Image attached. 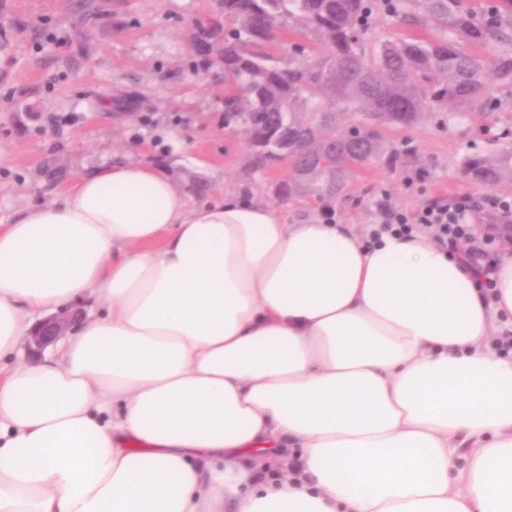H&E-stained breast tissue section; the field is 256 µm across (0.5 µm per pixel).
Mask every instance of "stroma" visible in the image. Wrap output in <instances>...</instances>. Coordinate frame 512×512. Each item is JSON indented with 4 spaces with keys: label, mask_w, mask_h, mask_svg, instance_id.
Wrapping results in <instances>:
<instances>
[{
    "label": "stroma",
    "mask_w": 512,
    "mask_h": 512,
    "mask_svg": "<svg viewBox=\"0 0 512 512\" xmlns=\"http://www.w3.org/2000/svg\"><path fill=\"white\" fill-rule=\"evenodd\" d=\"M218 0H0V216L49 202L79 174L131 159L163 169L181 197L235 192L315 218L325 208L369 236L382 206L409 213L469 194L474 227L502 222L489 205L512 200V183L472 187L463 158L505 146L512 88L492 86L500 108L427 112L412 127L384 129L386 151L350 169L334 199L277 197L279 165L251 172L246 144L224 125L221 65H196L197 39L217 45Z\"/></svg>",
    "instance_id": "stroma-1"
}]
</instances>
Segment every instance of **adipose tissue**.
I'll return each instance as SVG.
<instances>
[{
    "label": "adipose tissue",
    "mask_w": 512,
    "mask_h": 512,
    "mask_svg": "<svg viewBox=\"0 0 512 512\" xmlns=\"http://www.w3.org/2000/svg\"><path fill=\"white\" fill-rule=\"evenodd\" d=\"M493 296L116 163L0 224V512H512V253ZM103 307L16 363L38 317Z\"/></svg>",
    "instance_id": "obj_1"
}]
</instances>
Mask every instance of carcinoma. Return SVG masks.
Here are the masks:
<instances>
[{
	"mask_svg": "<svg viewBox=\"0 0 512 512\" xmlns=\"http://www.w3.org/2000/svg\"><path fill=\"white\" fill-rule=\"evenodd\" d=\"M234 27L224 36V118L246 116L254 126L251 166L271 167L278 159L261 146L264 133L288 114V133L303 140L294 164L314 155H336V171L318 169L304 181L278 186L284 199L311 194L333 197L351 167L373 162L384 150L370 119L409 127L434 103L478 105L494 111L489 80L512 85V0H221ZM421 8L444 25L438 42L396 36L370 45V21L380 9L399 23ZM291 20L317 31L325 51L310 60L276 64L270 53L274 35ZM359 114L357 135L340 127L341 113L326 103ZM477 186L512 179V150L475 153L461 164Z\"/></svg>",
	"mask_w": 512,
	"mask_h": 512,
	"instance_id": "1",
	"label": "carcinoma"
}]
</instances>
